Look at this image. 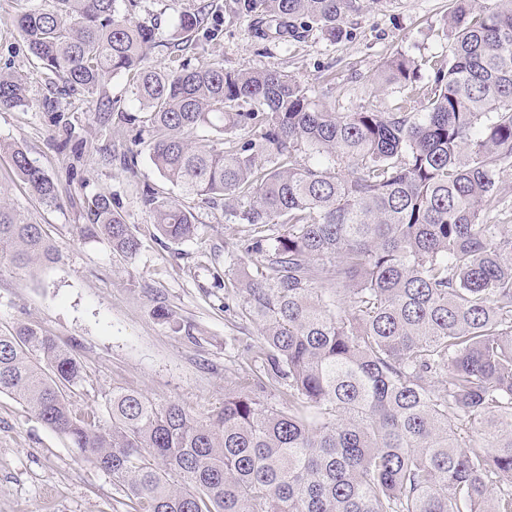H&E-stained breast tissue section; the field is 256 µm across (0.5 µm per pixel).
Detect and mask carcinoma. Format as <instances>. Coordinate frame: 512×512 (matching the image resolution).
<instances>
[{
  "label": "carcinoma",
  "instance_id": "carcinoma-1",
  "mask_svg": "<svg viewBox=\"0 0 512 512\" xmlns=\"http://www.w3.org/2000/svg\"><path fill=\"white\" fill-rule=\"evenodd\" d=\"M117 2L55 0L16 25L50 84L92 97L127 76L146 116L109 107L99 121L138 135L147 125L159 173L185 196L224 199V216L248 226L243 251L262 258L260 273L239 267L233 280L262 336L258 370L207 414L114 390L105 426L71 403L81 363L20 323L0 332V393L123 482L129 512H512V202L501 192L512 0L491 11L454 0L448 57L377 65V85L403 88L420 112H337L284 70H152L155 28ZM360 2L238 8L269 18L262 39L314 28L335 43ZM206 8L179 15L173 46L196 37ZM25 91L0 72V110L24 106ZM201 127L223 139L192 141ZM0 153L60 206L20 145L0 141ZM145 203L162 237L196 235L191 210L152 192ZM80 232L127 256L140 249L106 195ZM53 259L41 225L1 198L0 263ZM255 387L288 409L256 400Z\"/></svg>",
  "mask_w": 512,
  "mask_h": 512
}]
</instances>
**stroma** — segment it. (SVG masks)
Returning <instances> with one entry per match:
<instances>
[{
  "instance_id": "stroma-1",
  "label": "stroma",
  "mask_w": 512,
  "mask_h": 512,
  "mask_svg": "<svg viewBox=\"0 0 512 512\" xmlns=\"http://www.w3.org/2000/svg\"><path fill=\"white\" fill-rule=\"evenodd\" d=\"M450 0H371L347 21L348 36L332 43L318 31L291 44L255 36V18L235 12V0H137L135 14L153 25L158 45L148 64L175 68L177 59L217 60L228 70H284L295 74L328 105L353 112L365 105L387 111L406 103L397 87L379 89L375 65L402 54H447L441 33ZM208 5V34L174 54L171 35L179 13ZM17 0H0V72L28 78V106L0 111V141L24 147L54 181L63 205L49 209L30 194L7 155H0V197L25 209L51 238L56 258L40 266H0V330L19 322L41 326L68 347L85 378L72 404L108 423L113 388L174 401L206 414L220 407L239 375L254 366L262 340L240 314L241 297L228 272L245 260L244 225L227 220L223 200L189 202L198 230L188 241L155 235L143 203L152 191L176 200L179 190L150 160V135L100 123L97 100L50 87L16 27ZM64 113L71 132L54 122ZM134 150L126 171L117 155ZM141 240L136 255L122 256L106 238H84L98 195ZM169 308L180 330L159 322ZM127 489L41 423L19 399L0 394V512H127Z\"/></svg>"
}]
</instances>
